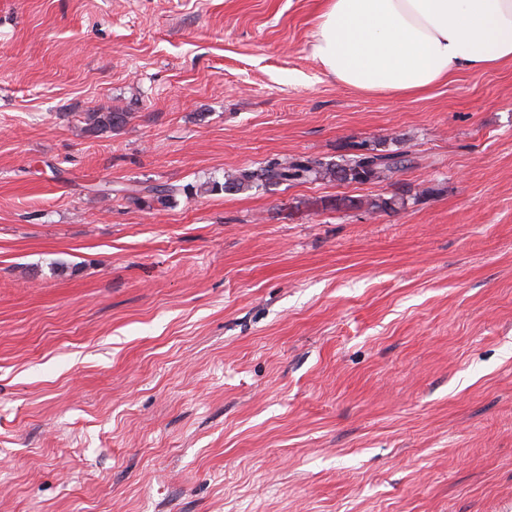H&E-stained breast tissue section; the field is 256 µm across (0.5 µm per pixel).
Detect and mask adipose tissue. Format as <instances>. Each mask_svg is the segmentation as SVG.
I'll list each match as a JSON object with an SVG mask.
<instances>
[{
	"label": "adipose tissue",
	"instance_id": "1",
	"mask_svg": "<svg viewBox=\"0 0 512 512\" xmlns=\"http://www.w3.org/2000/svg\"><path fill=\"white\" fill-rule=\"evenodd\" d=\"M313 49L327 75L359 92H419L512 64V0H325Z\"/></svg>",
	"mask_w": 512,
	"mask_h": 512
}]
</instances>
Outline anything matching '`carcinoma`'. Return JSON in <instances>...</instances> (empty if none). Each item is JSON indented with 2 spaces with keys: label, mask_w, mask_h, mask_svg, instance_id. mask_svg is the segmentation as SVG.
<instances>
[{
  "label": "carcinoma",
  "mask_w": 512,
  "mask_h": 512,
  "mask_svg": "<svg viewBox=\"0 0 512 512\" xmlns=\"http://www.w3.org/2000/svg\"><path fill=\"white\" fill-rule=\"evenodd\" d=\"M129 113L110 108H98L88 113L86 130L92 134L110 133L126 125ZM353 153L342 156L336 163H323L309 157H295L284 161H268L256 168H242L227 176L220 186L213 185L211 190L222 189L226 192L249 191L260 187L291 185L295 183L336 180L343 183H365L385 178L410 163L406 155L387 150L368 149L362 145L352 146ZM138 195L165 199L176 192L174 187L158 188L153 185H140L134 189ZM403 196L389 199L363 201L353 197L336 199V205L347 209H359L363 206L375 212H386L405 206Z\"/></svg>",
  "instance_id": "cac0c4a2"
}]
</instances>
